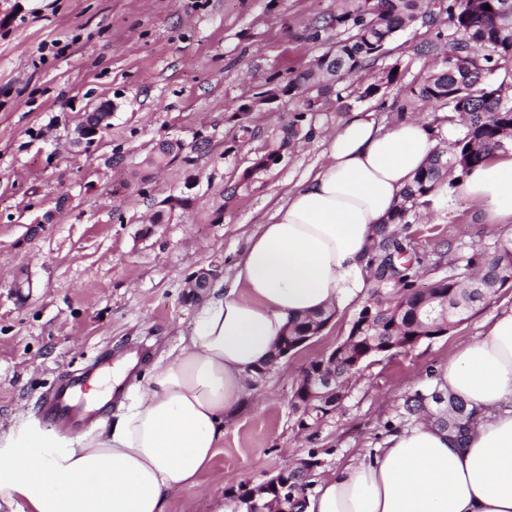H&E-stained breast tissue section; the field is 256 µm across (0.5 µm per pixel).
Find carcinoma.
I'll list each match as a JSON object with an SVG mask.
<instances>
[{"mask_svg":"<svg viewBox=\"0 0 512 512\" xmlns=\"http://www.w3.org/2000/svg\"><path fill=\"white\" fill-rule=\"evenodd\" d=\"M490 9H485V6ZM444 18L446 31L436 38L445 41L442 68L425 77L411 89L414 98L437 104L454 112L465 134L446 150L436 152L404 190L401 202L389 223L410 226L409 214L431 204L434 191L442 183L454 185L448 175H462L481 165L495 151L512 149V94L504 83L490 79L496 71L512 63V0H337L336 12L315 22L310 39L329 40L331 32L341 36L336 45L316 59L313 67L289 75L284 83L259 92L271 101L280 96L293 98L304 87L309 95L293 113L286 129V140L300 136L307 115L319 111L320 98L329 93L342 99L340 84L353 73L374 65L387 51L394 34L406 26L432 27ZM182 145L169 143L149 159L160 166L175 158ZM378 262L370 272L371 297L358 313L348 336L336 345V401L343 397L342 381L376 357L365 340L350 337L372 336L381 344L394 347L396 354L413 348L421 337L448 334L467 314L504 289L512 288V238L496 240L472 249L466 255L444 260L436 254L434 268L448 266V272L428 283L418 280L414 266L430 257L419 253L412 240L397 231L383 229L376 243ZM334 313H317L288 324V335L307 336L322 331ZM292 412L299 427L316 426L317 409L301 411L296 401L304 394H292ZM479 411L439 386L428 385L404 399L399 413L404 425L422 417L457 442H462ZM310 473L303 470L279 471L278 478L293 486L311 485Z\"/></svg>","mask_w":512,"mask_h":512,"instance_id":"1","label":"carcinoma"}]
</instances>
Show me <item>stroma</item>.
I'll return each instance as SVG.
<instances>
[{
  "label": "stroma",
  "mask_w": 512,
  "mask_h": 512,
  "mask_svg": "<svg viewBox=\"0 0 512 512\" xmlns=\"http://www.w3.org/2000/svg\"><path fill=\"white\" fill-rule=\"evenodd\" d=\"M335 8L336 0H0V424L49 430L41 403L64 376L97 365L103 391L135 348L139 374L107 415L126 412L147 368L192 334L193 274L207 269L221 281L275 202L324 163L325 136L355 112L389 123L388 103L437 69L435 55L416 52L433 30L409 27L349 79L343 102L312 113V138L282 147L300 107L285 97L249 113L240 130L232 116L246 97L328 50L302 34ZM391 68L396 82L361 97ZM102 104L112 108L109 128L74 143L82 117ZM167 140L184 143L183 157L146 166ZM275 147L281 161L253 170ZM170 196L187 206L169 209ZM411 230L429 252L512 238V223H480L454 188L433 196ZM362 307L336 310L319 338L257 380L225 419L211 470L171 491L168 512H210L225 489L312 452L322 461L316 483L373 452L404 396L484 336L487 321L512 308V289L449 334L366 362L336 413L300 430L290 403L302 367L345 336Z\"/></svg>",
  "instance_id": "stroma-1"
}]
</instances>
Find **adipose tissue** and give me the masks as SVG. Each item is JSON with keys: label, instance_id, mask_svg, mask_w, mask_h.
<instances>
[{"label": "adipose tissue", "instance_id": "obj_1", "mask_svg": "<svg viewBox=\"0 0 512 512\" xmlns=\"http://www.w3.org/2000/svg\"><path fill=\"white\" fill-rule=\"evenodd\" d=\"M425 121L387 128L354 116L327 161L288 191L248 237L233 277L199 307L193 334L153 365L128 411L68 437L0 434V506L10 512H168L197 484L290 321L363 292L373 242L418 168L435 153ZM486 221H512V153L495 152L458 186ZM433 382L480 418L463 442L419 423L388 434L368 460L323 479L306 512H512V311L459 348Z\"/></svg>", "mask_w": 512, "mask_h": 512}]
</instances>
